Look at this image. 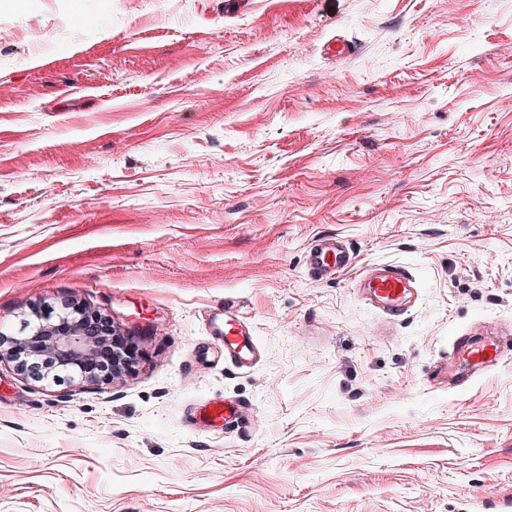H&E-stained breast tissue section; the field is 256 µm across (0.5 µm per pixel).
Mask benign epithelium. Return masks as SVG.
<instances>
[{
    "label": "benign epithelium",
    "instance_id": "benign-epithelium-1",
    "mask_svg": "<svg viewBox=\"0 0 512 512\" xmlns=\"http://www.w3.org/2000/svg\"><path fill=\"white\" fill-rule=\"evenodd\" d=\"M36 381L112 383L136 363L129 335L109 315L74 299L31 309L10 334L0 330V360Z\"/></svg>",
    "mask_w": 512,
    "mask_h": 512
}]
</instances>
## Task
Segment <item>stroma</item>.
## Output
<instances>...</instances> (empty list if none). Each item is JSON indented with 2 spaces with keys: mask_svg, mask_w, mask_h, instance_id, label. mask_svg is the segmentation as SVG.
I'll return each instance as SVG.
<instances>
[{
  "mask_svg": "<svg viewBox=\"0 0 512 512\" xmlns=\"http://www.w3.org/2000/svg\"><path fill=\"white\" fill-rule=\"evenodd\" d=\"M67 298L137 363H0V512H512V353L444 363L512 336V0H0V326ZM211 400L246 425L193 429ZM310 249L308 263L317 275L340 274L350 264L344 249L336 242L318 240ZM366 281L365 288H369L384 309L393 314L401 312L402 301L410 294L413 284L404 271L392 266L375 268ZM235 308L234 304L224 305V360L242 368L254 360L256 340L252 330L245 324L243 316L234 314ZM228 312L234 314L235 318L228 315ZM512 350V336H462L456 340V354L469 361L472 368L479 369L497 365L507 350Z\"/></svg>",
  "mask_w": 512,
  "mask_h": 512,
  "instance_id": "1",
  "label": "stroma"
}]
</instances>
